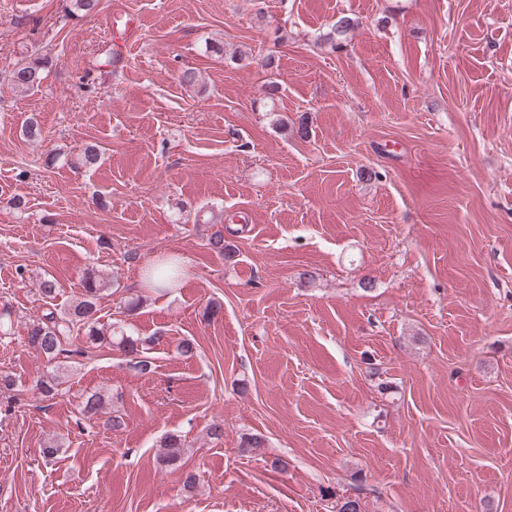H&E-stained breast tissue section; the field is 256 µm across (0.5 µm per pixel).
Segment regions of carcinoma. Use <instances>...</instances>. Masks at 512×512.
<instances>
[{
  "mask_svg": "<svg viewBox=\"0 0 512 512\" xmlns=\"http://www.w3.org/2000/svg\"><path fill=\"white\" fill-rule=\"evenodd\" d=\"M357 26V22L349 17L336 21L326 40L335 43L346 38L347 34ZM12 81L18 88L29 89L41 82V64L34 60L20 62L12 74ZM104 291V284L93 272L86 273L83 279L82 298L68 306L56 309L49 308L40 315L30 319L27 324V341L31 349L52 361L62 356L68 358L76 355L89 356L102 344H117L130 354L129 368L139 374L151 371V358L139 349V341L131 336L112 334V330H102L96 325L97 301ZM62 382L53 376H41L36 381L38 392L45 398L59 394ZM163 448L162 458L172 462L179 458L185 443L181 436L169 434L160 444Z\"/></svg>",
  "mask_w": 512,
  "mask_h": 512,
  "instance_id": "obj_1",
  "label": "carcinoma"
}]
</instances>
